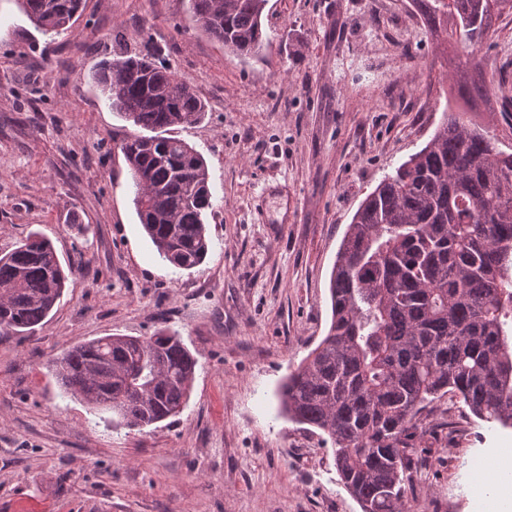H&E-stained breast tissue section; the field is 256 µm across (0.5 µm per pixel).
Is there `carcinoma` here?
Here are the masks:
<instances>
[{
    "instance_id": "obj_1",
    "label": "carcinoma",
    "mask_w": 512,
    "mask_h": 512,
    "mask_svg": "<svg viewBox=\"0 0 512 512\" xmlns=\"http://www.w3.org/2000/svg\"><path fill=\"white\" fill-rule=\"evenodd\" d=\"M42 34L72 28L83 0H16ZM268 0H190L201 31L240 59L267 48ZM487 0H417L430 34L474 50L494 30ZM91 82L138 131L119 149L140 224L180 270L208 253L213 210L204 158L172 135L201 122L205 104L151 55L108 59ZM68 281L48 237L0 252V333L42 323ZM327 334L280 390L289 420L333 445L341 483L362 512H408L418 415L457 396L477 419L512 427V153L450 111L421 149L387 174L349 224L330 276ZM197 360L181 336H105L53 361L63 393L117 425L143 429L178 415Z\"/></svg>"
}]
</instances>
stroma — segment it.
I'll return each mask as SVG.
<instances>
[{
	"instance_id": "1",
	"label": "stroma",
	"mask_w": 512,
	"mask_h": 512,
	"mask_svg": "<svg viewBox=\"0 0 512 512\" xmlns=\"http://www.w3.org/2000/svg\"><path fill=\"white\" fill-rule=\"evenodd\" d=\"M269 47L242 60L189 0H86L70 31H36L0 0V251L48 236L68 286L43 325L0 335V512H361L331 442L289 421L279 386L325 335L336 253L362 200L466 111L512 152V14L475 51L430 35L414 0H268ZM153 53L207 106L175 134L205 159L209 250L191 270L143 234L126 162L133 126L84 74ZM179 332L197 360L176 417L131 430L63 396L66 348ZM412 512H498L512 428L452 396L418 417Z\"/></svg>"
}]
</instances>
